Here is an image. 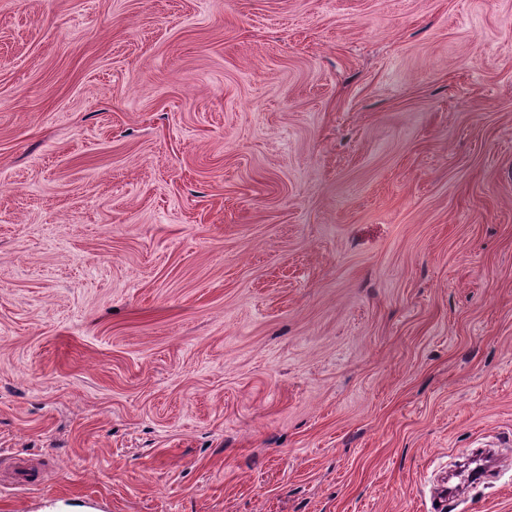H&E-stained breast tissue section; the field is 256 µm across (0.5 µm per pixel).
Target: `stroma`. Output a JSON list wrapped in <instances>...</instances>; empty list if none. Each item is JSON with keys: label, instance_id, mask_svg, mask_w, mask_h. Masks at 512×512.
<instances>
[{"label": "stroma", "instance_id": "35a3bbf8", "mask_svg": "<svg viewBox=\"0 0 512 512\" xmlns=\"http://www.w3.org/2000/svg\"><path fill=\"white\" fill-rule=\"evenodd\" d=\"M491 442L512 0H0V512H433Z\"/></svg>", "mask_w": 512, "mask_h": 512}]
</instances>
